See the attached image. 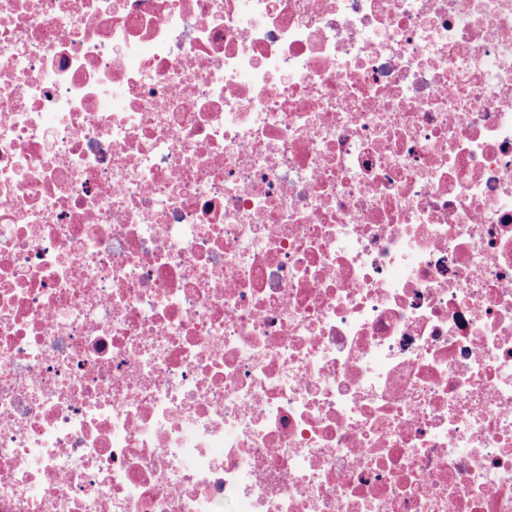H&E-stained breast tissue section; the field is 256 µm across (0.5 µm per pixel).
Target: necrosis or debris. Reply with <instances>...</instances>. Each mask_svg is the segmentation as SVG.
<instances>
[{"instance_id":"1","label":"necrosis or debris","mask_w":512,"mask_h":512,"mask_svg":"<svg viewBox=\"0 0 512 512\" xmlns=\"http://www.w3.org/2000/svg\"><path fill=\"white\" fill-rule=\"evenodd\" d=\"M0 512H512V0H0Z\"/></svg>"}]
</instances>
